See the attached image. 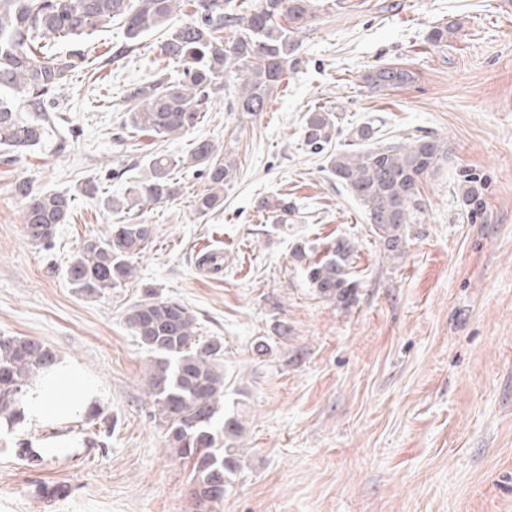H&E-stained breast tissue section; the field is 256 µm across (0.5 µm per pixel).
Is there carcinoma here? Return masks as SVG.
I'll return each instance as SVG.
<instances>
[{"label": "carcinoma", "mask_w": 512, "mask_h": 512, "mask_svg": "<svg viewBox=\"0 0 512 512\" xmlns=\"http://www.w3.org/2000/svg\"><path fill=\"white\" fill-rule=\"evenodd\" d=\"M182 0H0V147L18 152L42 140L48 112L70 84L77 67L73 55L56 51L60 41L79 40L114 22L136 40L167 26ZM314 17L313 0H258L243 11L234 0H194V19L169 32L161 52L181 66L174 81L159 79L131 91L137 101L127 125L160 137H178L196 128L212 100L224 90V77L241 73L232 107L257 115L266 111L274 91L298 61L292 39ZM295 28H288L284 21ZM231 36L224 37V32ZM373 90L384 92L414 82L409 70L395 64L378 66L363 75ZM332 112L314 110L304 127L307 146L324 150L338 133ZM431 142L423 154L420 145ZM448 143L422 136L396 147L329 154V172L356 202L372 232L391 258L404 255L410 227L421 223L426 210L422 179L443 158ZM188 162L206 176L209 188L196 195L193 210L206 216L224 206V186L235 178L236 160L219 154L207 140L194 143L188 158L153 156L150 179L133 188L131 197L108 200L111 210L165 202L179 194L172 171ZM13 193L26 203L25 234L35 245L52 244L58 225L67 221L74 198L67 191L38 192L25 179ZM141 222L114 224L104 238L89 237L77 246L66 269L69 283L89 294L117 288L135 274L134 260L146 250L153 232ZM355 247L339 239L320 259L306 247L293 255L315 292L348 306L357 298L358 283L350 278ZM125 323L140 344L158 354L148 374L147 394L167 427V443L180 459L192 462V495L198 512H210L224 499L237 467L239 449L228 441L240 435L237 415L222 413L224 373L219 363L224 343L198 335L194 314L182 303L158 296L151 288L130 306ZM56 360L44 343L25 336H0V418L10 424L23 419L20 403L32 376Z\"/></svg>", "instance_id": "carcinoma-1"}]
</instances>
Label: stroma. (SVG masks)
<instances>
[{
    "instance_id": "35a3bbf8",
    "label": "stroma",
    "mask_w": 512,
    "mask_h": 512,
    "mask_svg": "<svg viewBox=\"0 0 512 512\" xmlns=\"http://www.w3.org/2000/svg\"><path fill=\"white\" fill-rule=\"evenodd\" d=\"M444 25L456 34L432 44ZM166 36L130 47L115 24L59 43L83 58L60 118L0 161V336L36 338L81 366L101 412L53 429L0 423V512H195L191 466L167 447L146 393L154 355L124 322L148 287L224 344V410L240 414L243 433L213 512H512V0H317L295 35L301 62L266 112L230 111L221 93L170 140L125 128L130 89L178 76ZM386 64L414 82L369 91L363 75ZM318 108L338 115L337 150H361L351 133L366 125L377 146L447 140L402 258L385 256L326 154L305 145ZM203 139L237 161L223 209L196 215L206 179L176 168L179 195L129 215L155 227L134 279L101 294L73 288L79 243L124 218L107 197L147 179L155 153L184 157ZM20 178L75 195L51 247L25 236L11 190ZM91 178L103 194L80 195ZM282 198L295 211L278 230L260 205ZM340 238L355 247L360 284L346 309L315 293L293 256ZM208 252L221 253L222 270L200 265ZM53 432L75 447L24 453ZM60 485L66 497L53 496Z\"/></svg>"
}]
</instances>
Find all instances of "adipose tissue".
Listing matches in <instances>:
<instances>
[{"label":"adipose tissue","instance_id":"adipose-tissue-1","mask_svg":"<svg viewBox=\"0 0 512 512\" xmlns=\"http://www.w3.org/2000/svg\"><path fill=\"white\" fill-rule=\"evenodd\" d=\"M97 396L95 385L81 368L62 360L28 386L22 412L29 425L52 427L86 412Z\"/></svg>","mask_w":512,"mask_h":512}]
</instances>
